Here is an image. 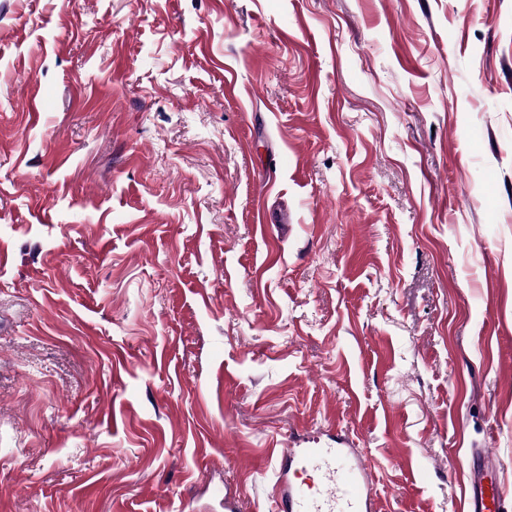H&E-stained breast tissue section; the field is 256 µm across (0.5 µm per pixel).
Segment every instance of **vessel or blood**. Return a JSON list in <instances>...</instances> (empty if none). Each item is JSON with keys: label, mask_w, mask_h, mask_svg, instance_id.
Wrapping results in <instances>:
<instances>
[{"label": "vessel or blood", "mask_w": 512, "mask_h": 512, "mask_svg": "<svg viewBox=\"0 0 512 512\" xmlns=\"http://www.w3.org/2000/svg\"><path fill=\"white\" fill-rule=\"evenodd\" d=\"M276 458L274 512H379L370 461L354 448H282ZM500 460L472 449L457 512H512Z\"/></svg>", "instance_id": "obj_1"}]
</instances>
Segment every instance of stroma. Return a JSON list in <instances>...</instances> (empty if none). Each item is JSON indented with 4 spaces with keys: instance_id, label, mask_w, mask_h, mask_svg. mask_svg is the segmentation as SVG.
I'll return each instance as SVG.
<instances>
[{
    "instance_id": "obj_1",
    "label": "stroma",
    "mask_w": 512,
    "mask_h": 512,
    "mask_svg": "<svg viewBox=\"0 0 512 512\" xmlns=\"http://www.w3.org/2000/svg\"><path fill=\"white\" fill-rule=\"evenodd\" d=\"M1 250L0 512L512 492V0H0ZM336 448H280L274 512H378L370 461L336 440ZM500 460L484 448L471 449L457 512H508Z\"/></svg>"
}]
</instances>
